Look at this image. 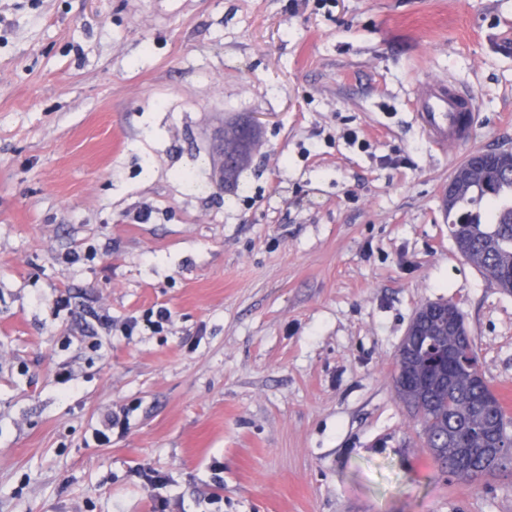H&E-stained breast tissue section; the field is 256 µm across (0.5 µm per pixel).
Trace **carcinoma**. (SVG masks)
Instances as JSON below:
<instances>
[{
	"mask_svg": "<svg viewBox=\"0 0 512 512\" xmlns=\"http://www.w3.org/2000/svg\"><path fill=\"white\" fill-rule=\"evenodd\" d=\"M450 234L464 237L467 262L512 292V179L476 173L458 185L448 206ZM435 344L457 345L473 362L479 356L466 336L433 335ZM440 364L432 352L397 356L396 391L420 425V437L434 461L457 476L494 473L512 465V448L503 429L504 407L486 382L474 383L466 371L456 373L454 388L435 381Z\"/></svg>",
	"mask_w": 512,
	"mask_h": 512,
	"instance_id": "obj_1",
	"label": "carcinoma"
}]
</instances>
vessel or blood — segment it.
<instances>
[{
  "label": "vessel or blood",
  "instance_id": "obj_1",
  "mask_svg": "<svg viewBox=\"0 0 512 512\" xmlns=\"http://www.w3.org/2000/svg\"><path fill=\"white\" fill-rule=\"evenodd\" d=\"M476 99L470 91L437 83L424 94L417 117L439 150L466 143L472 131Z\"/></svg>",
  "mask_w": 512,
  "mask_h": 512
}]
</instances>
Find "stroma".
Returning <instances> with one entry per match:
<instances>
[{
	"mask_svg": "<svg viewBox=\"0 0 512 512\" xmlns=\"http://www.w3.org/2000/svg\"><path fill=\"white\" fill-rule=\"evenodd\" d=\"M447 79L478 122L440 154L416 99ZM486 149L512 0H0V512H512V468L441 471L394 385L447 300L512 390V294L442 202Z\"/></svg>",
	"mask_w": 512,
	"mask_h": 512,
	"instance_id": "35a3bbf8",
	"label": "stroma"
}]
</instances>
